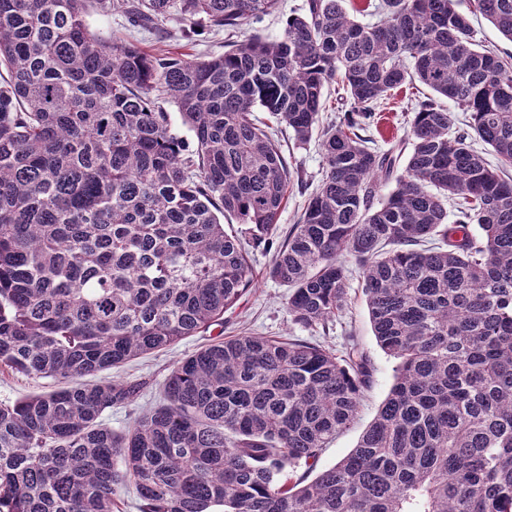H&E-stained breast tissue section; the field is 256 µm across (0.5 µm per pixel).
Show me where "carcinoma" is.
<instances>
[{
  "label": "carcinoma",
  "mask_w": 512,
  "mask_h": 512,
  "mask_svg": "<svg viewBox=\"0 0 512 512\" xmlns=\"http://www.w3.org/2000/svg\"><path fill=\"white\" fill-rule=\"evenodd\" d=\"M277 4L0 0V369L53 381L0 403V512H112L127 484L143 512H512V56L479 48L457 0H378L369 23L306 0L277 37L238 38ZM118 6L141 29L198 17L224 30V54L89 30V8ZM471 13L512 41V0ZM413 82L432 96L409 153L372 147L360 132ZM332 83L345 109L323 125ZM274 128L318 135L325 162L277 245L294 179ZM272 248L269 275L307 327L343 310L344 258L363 270L397 364L356 447L314 473L371 386L358 347L248 335L186 356L162 404L105 426L135 387L80 378L224 326L251 253Z\"/></svg>",
  "instance_id": "carcinoma-1"
}]
</instances>
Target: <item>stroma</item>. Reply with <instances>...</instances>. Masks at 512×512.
<instances>
[{
    "instance_id": "1",
    "label": "stroma",
    "mask_w": 512,
    "mask_h": 512,
    "mask_svg": "<svg viewBox=\"0 0 512 512\" xmlns=\"http://www.w3.org/2000/svg\"><path fill=\"white\" fill-rule=\"evenodd\" d=\"M87 22L92 32L117 40L138 41L140 47L149 53L165 51L196 59L218 55L224 51V33L205 27L193 39H183L182 29L193 26L194 21L178 14L163 20L160 30L157 31L133 29L118 10L106 16L90 12ZM429 94L428 88L417 83L404 85L392 92L378 110V125L366 132L374 146L386 150L404 139L413 107ZM271 260V254L256 253L252 261V289L243 296L235 309L225 313L223 329H210L186 338L174 347L139 356L118 368L91 375L90 380L94 383L112 380L137 388L136 397L131 404L114 406L105 413L104 424L116 431L123 430L134 416L159 405L165 381L176 363L200 347L216 341L218 336L246 334L296 339L325 345L337 351L342 350L347 339L351 338L370 360L373 384L364 394L354 423L322 451L317 463L318 469L329 468L352 450L386 398L394 380L396 365L395 360L379 348L373 336L362 294V270L353 258H346L345 267L349 279L347 302L333 325L322 330L292 321L288 314L289 289L270 278L268 270Z\"/></svg>"
}]
</instances>
